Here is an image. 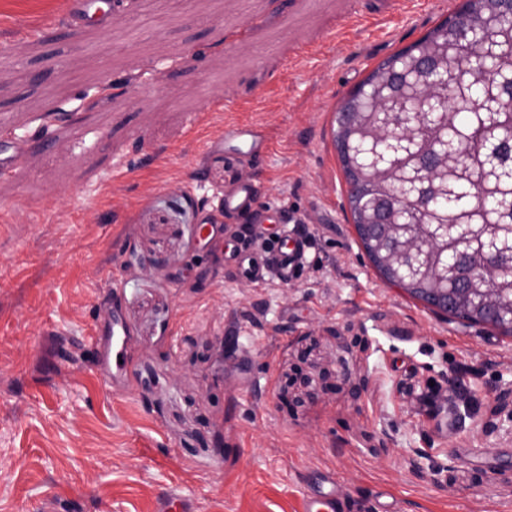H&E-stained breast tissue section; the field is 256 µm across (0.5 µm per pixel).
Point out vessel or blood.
I'll return each mask as SVG.
<instances>
[{"instance_id":"1","label":"vessel or blood","mask_w":512,"mask_h":512,"mask_svg":"<svg viewBox=\"0 0 512 512\" xmlns=\"http://www.w3.org/2000/svg\"><path fill=\"white\" fill-rule=\"evenodd\" d=\"M211 149L223 152L225 157L236 162H248L269 152L271 142L266 134L250 124H228L220 139L211 141ZM25 141L7 128H0V175L9 174L25 155ZM257 199L254 182L248 178L239 179L230 189L225 190L220 210L225 214L252 211ZM305 251L291 231H283L282 242L272 251L243 252L237 254L238 275L250 282H263L274 278L286 283L296 275L301 256ZM110 348L102 378L106 383L119 385L124 382L126 366L123 364V343L128 329L120 316H113L110 323ZM332 475L320 478L318 490L306 498L305 512H334V488Z\"/></svg>"}]
</instances>
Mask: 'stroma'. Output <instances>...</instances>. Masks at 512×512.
<instances>
[{
    "instance_id": "obj_1",
    "label": "stroma",
    "mask_w": 512,
    "mask_h": 512,
    "mask_svg": "<svg viewBox=\"0 0 512 512\" xmlns=\"http://www.w3.org/2000/svg\"><path fill=\"white\" fill-rule=\"evenodd\" d=\"M455 0H0V512H512V337L433 313L369 266L330 129L366 69ZM260 126L242 167L207 151ZM266 234L312 260L284 285L235 274L243 216L197 231L235 178ZM128 385L99 374L113 311ZM456 382L467 407L420 397ZM210 148L224 151V157L238 163L249 162L270 151L269 137L250 124H228L218 140L210 142ZM25 140L7 128H0V175L9 174L25 155ZM335 487L336 481L332 475H322L318 490H314L306 498L305 512H334Z\"/></svg>"
}]
</instances>
